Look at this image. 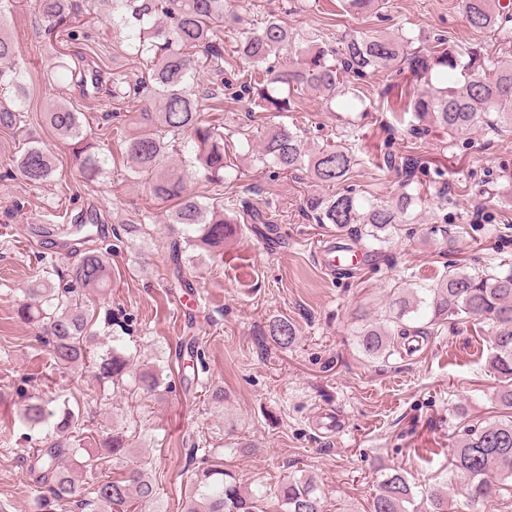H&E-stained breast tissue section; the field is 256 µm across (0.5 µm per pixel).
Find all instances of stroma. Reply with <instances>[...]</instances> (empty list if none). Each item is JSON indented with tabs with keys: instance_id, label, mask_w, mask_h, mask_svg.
<instances>
[{
	"instance_id": "1",
	"label": "stroma",
	"mask_w": 512,
	"mask_h": 512,
	"mask_svg": "<svg viewBox=\"0 0 512 512\" xmlns=\"http://www.w3.org/2000/svg\"><path fill=\"white\" fill-rule=\"evenodd\" d=\"M238 17L225 28V46L234 45L257 18L281 13L300 42L315 33L332 38L361 31L413 39L415 46L442 37L512 57V41L477 31L466 23L462 0H390L387 10L360 18L341 15L315 0H232ZM86 38L75 51L104 64L129 82L147 77L149 65L115 33L107 12L82 18ZM34 0H16L7 32L28 81L29 127L55 158V178L30 185L7 172L21 148L20 138L0 131V512H36L39 489L26 461L30 441L13 422L22 393L65 392L80 387L94 398L92 428L123 431L134 448L106 460L98 474L117 476L145 468L157 489L161 512H182L191 468L199 462L192 439L206 438L237 483L266 492V512H276L274 492L285 476H314L324 512H366L382 476L395 469L411 474L417 489L438 482L448 465L461 423L481 422L499 413V380L489 365L492 337L470 323L440 327L409 356L373 358L359 346L366 319L388 318L386 305L404 283L423 288L446 262L466 270L512 265V128L476 134L448 146L439 134L411 136L391 129L384 93L400 83L396 73L350 80L332 104L316 94L300 100L296 112H270L262 125L247 121L245 102L224 100V126L246 129L250 142H235L236 167L224 193L243 200L237 232L223 250L195 254L181 227L165 221V209L148 184L128 181L121 132L108 105L82 98L77 88L49 81L54 50ZM360 104H352V96ZM69 101L101 153L106 174L84 183L67 145L44 119L53 102ZM297 130L305 149L357 142L358 163L348 186L371 199L389 197L395 172L382 168V146L421 164L444 167V179L430 182L431 199L445 197L447 222L406 224L396 231L385 260L358 264L355 277L321 270L315 252L336 229L315 223L302 211L304 198L320 188L308 178L270 177L259 169L248 143H259L267 128ZM100 211L112 250V288L86 296L111 323H97L99 347L118 342L136 365L155 367L168 392L150 396L133 382L100 386L52 365L49 347L35 327L15 317L16 302L42 271L65 273L70 253L54 245L40 227L65 212ZM262 212L281 229L275 242L252 221ZM194 267L195 297L172 279L173 246ZM285 318L297 339L283 348L271 341L267 325ZM197 336L204 351L202 384L186 390L178 349ZM224 391L223 404L210 397ZM339 418L335 434L317 430L322 415Z\"/></svg>"
}]
</instances>
